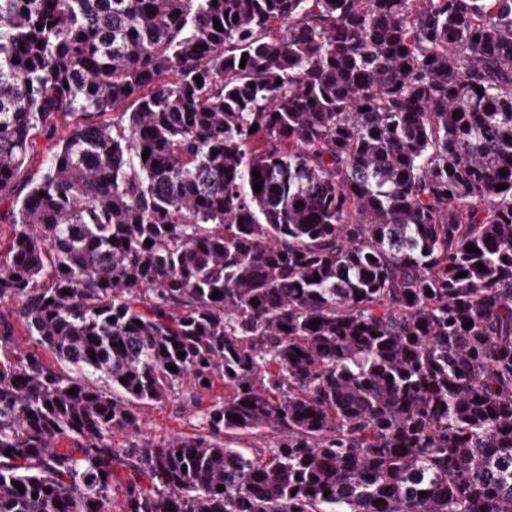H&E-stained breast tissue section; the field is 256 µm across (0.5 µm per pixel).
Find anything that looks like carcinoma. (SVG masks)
<instances>
[{"mask_svg":"<svg viewBox=\"0 0 512 512\" xmlns=\"http://www.w3.org/2000/svg\"><path fill=\"white\" fill-rule=\"evenodd\" d=\"M5 203L0 512H512V0H0ZM186 396L187 393L183 397L176 394L162 403L135 408L141 435L167 440L176 435L196 433L201 425V413L187 403Z\"/></svg>","mask_w":512,"mask_h":512,"instance_id":"1","label":"carcinoma"}]
</instances>
